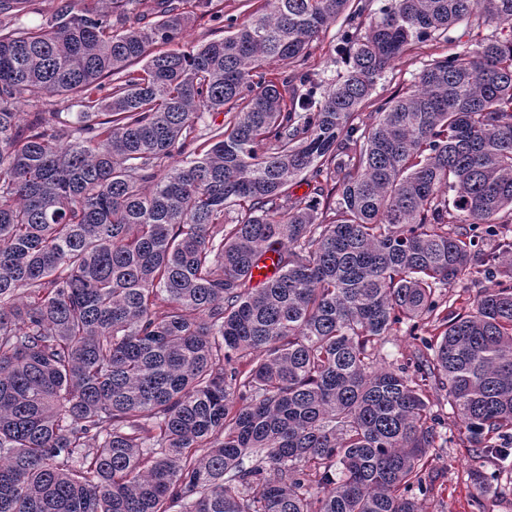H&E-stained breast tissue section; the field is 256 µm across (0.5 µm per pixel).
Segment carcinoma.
Wrapping results in <instances>:
<instances>
[{"label": "carcinoma", "instance_id": "1", "mask_svg": "<svg viewBox=\"0 0 512 512\" xmlns=\"http://www.w3.org/2000/svg\"><path fill=\"white\" fill-rule=\"evenodd\" d=\"M373 2L58 0L29 26L0 0V512H420L429 387L498 462L475 489L512 466V241L484 249L512 220V39L487 32L512 0ZM203 17L225 35L159 50ZM335 22L344 71L303 68ZM48 96L78 111H21ZM476 267L502 279L444 315ZM402 324L414 359L377 367ZM467 40L468 37L463 36L454 43L427 41L419 44L416 49L396 63L393 71H389L385 75L379 82L376 92L373 93L372 97L374 99H385L394 94L401 83H407L412 79L413 75L420 70L424 61L462 51L466 46Z\"/></svg>", "mask_w": 512, "mask_h": 512}]
</instances>
